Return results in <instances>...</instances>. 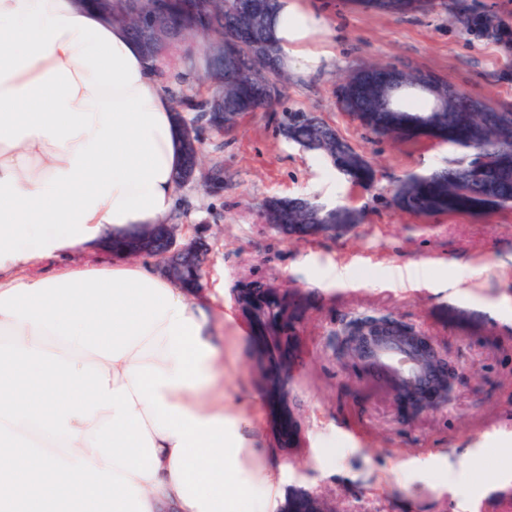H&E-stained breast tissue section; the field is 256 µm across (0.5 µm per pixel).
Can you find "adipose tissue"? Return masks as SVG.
<instances>
[{
  "instance_id": "obj_1",
  "label": "adipose tissue",
  "mask_w": 512,
  "mask_h": 512,
  "mask_svg": "<svg viewBox=\"0 0 512 512\" xmlns=\"http://www.w3.org/2000/svg\"><path fill=\"white\" fill-rule=\"evenodd\" d=\"M323 30L278 0L283 62L329 63ZM175 70L77 0H0V328L128 387L157 453L156 474L131 478L148 512H271L282 485L253 435L258 399L224 383L223 302L140 260L69 263L170 219ZM42 261L53 269L32 272Z\"/></svg>"
}]
</instances>
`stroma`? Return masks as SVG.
<instances>
[{
  "instance_id": "35a3bbf8",
  "label": "stroma",
  "mask_w": 512,
  "mask_h": 512,
  "mask_svg": "<svg viewBox=\"0 0 512 512\" xmlns=\"http://www.w3.org/2000/svg\"><path fill=\"white\" fill-rule=\"evenodd\" d=\"M324 18L332 61L289 66L288 94L271 111L245 115L217 134L200 127L205 169L221 182L178 190L171 218L178 243L203 236V285L225 291L261 280L307 297L305 354L288 387L303 443L272 449L287 489L318 491L336 512H512V211L485 218L422 219L395 209L391 191L408 173L445 165L447 146L402 144L353 121L336 103L344 69L387 63L430 70L493 107L512 106V57L467 35L447 8L382 15L346 0H303ZM311 112L375 164L378 182L352 187L316 153L280 133L283 113ZM308 197L363 209L343 237L301 241L261 218L269 198ZM344 268L342 279L330 276ZM473 318L448 322L449 310ZM224 310L234 316L232 298ZM413 324L458 373L453 396L405 415L384 380L355 372L335 354L334 332L354 316ZM226 323L224 383L256 388L251 339ZM429 459L428 468L416 465Z\"/></svg>"
}]
</instances>
